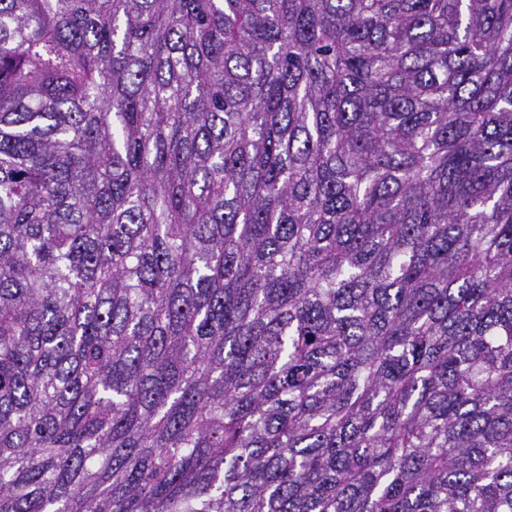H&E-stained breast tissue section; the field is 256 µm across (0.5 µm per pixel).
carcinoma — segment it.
<instances>
[{
    "label": "carcinoma",
    "mask_w": 512,
    "mask_h": 512,
    "mask_svg": "<svg viewBox=\"0 0 512 512\" xmlns=\"http://www.w3.org/2000/svg\"><path fill=\"white\" fill-rule=\"evenodd\" d=\"M0 512H512V0H0Z\"/></svg>",
    "instance_id": "1"
}]
</instances>
